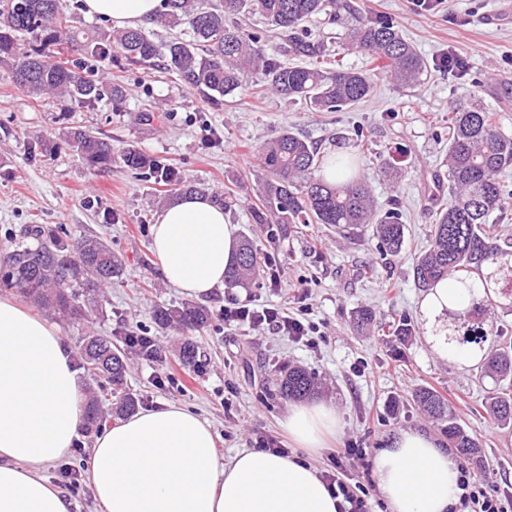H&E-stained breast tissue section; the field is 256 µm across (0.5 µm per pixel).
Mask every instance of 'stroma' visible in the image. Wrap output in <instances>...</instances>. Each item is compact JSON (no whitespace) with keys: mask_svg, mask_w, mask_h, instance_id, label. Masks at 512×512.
Returning <instances> with one entry per match:
<instances>
[{"mask_svg":"<svg viewBox=\"0 0 512 512\" xmlns=\"http://www.w3.org/2000/svg\"><path fill=\"white\" fill-rule=\"evenodd\" d=\"M357 2L394 20L428 71L411 89L379 82L371 97L340 112L283 99L266 90L258 72L236 93L211 97L162 67L127 69L107 60L98 62V74L124 86L122 108L104 100L76 105L28 93L16 84L11 64L0 62V255L26 224L59 225L71 237L106 241L124 272L104 288L91 315L94 327L120 346L129 330L154 337L162 359L130 354L129 388L145 409L167 402L193 408L211 424L222 457L256 448L263 439L288 443L281 426L288 402L276 393L277 378L282 367L302 366L316 374L318 398L332 401L340 414L335 439L315 459L320 470L330 469L340 454L351 481L375 484L371 460L345 456V449L353 444L375 453L402 430L439 433L412 399L414 389L428 386L448 401L484 450V465L472 468L473 478L512 486V428H498L485 407L492 383L478 379L472 361L436 355L423 294L412 276L434 220L437 182L447 176L448 117L472 91L473 80L483 82V105L495 113L501 131L512 135V97L500 89L501 78L512 79V14L501 13L498 0H448L440 11L415 0ZM345 27V21L322 18L312 32L335 66L374 68L369 57L348 49ZM450 53L467 61V76L449 79L443 59ZM70 127L110 141L114 150L132 146L177 168L199 193L223 200L237 237L269 257L253 287H225L203 299L212 323L197 336L202 370L180 363L179 331L158 328L152 319L155 306L186 300L165 282L150 247L168 187L118 160L105 171L90 169L60 142ZM286 130L314 142L321 154L359 157L358 174L371 184L377 204L400 207L406 227L400 254L381 255L368 226L347 234L326 224L257 223V188L266 176L258 151ZM386 164L399 170L397 180L381 174ZM231 303L305 313L321 335L307 345L266 328L226 324L220 312ZM363 307L374 310L377 321L361 331L353 318ZM403 316L415 325L405 341L391 330Z\"/></svg>","mask_w":512,"mask_h":512,"instance_id":"1","label":"stroma"}]
</instances>
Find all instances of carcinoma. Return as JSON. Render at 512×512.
<instances>
[{"mask_svg": "<svg viewBox=\"0 0 512 512\" xmlns=\"http://www.w3.org/2000/svg\"><path fill=\"white\" fill-rule=\"evenodd\" d=\"M170 25H186L187 40L152 41L143 30H102L78 36L63 25L65 0H0V60L13 61L17 84L35 95L59 93L75 103L125 99L123 87L98 78L87 61L110 59L120 66L160 62L190 89L227 96L241 89L255 71L263 73L277 95L304 101L318 112H338L369 97L381 78L400 88H412L427 72V61L407 42L391 19L359 12L350 0H163ZM351 18L347 45L378 62L370 71L325 66L322 44L311 38L305 24L320 15L336 21ZM259 15L268 29L251 31L245 19ZM30 34V51H18V37ZM281 40L284 52L300 59L282 64L266 55L270 38ZM79 54L71 64L57 59L61 46ZM448 200L435 211L427 249L415 260L413 280L426 293L452 278L469 292V303L448 311V341L479 356L480 378L498 385L487 399L493 421L512 427V344L496 339L487 319L498 301L512 298V243L498 238L494 217L512 199V136L497 126L494 113L468 103L454 107L448 119ZM64 142L93 169H108L114 161L112 143L91 132L71 128ZM267 172L258 191L261 224H329L338 229L373 225L385 253L401 251L405 224L398 208L377 205L366 182L355 176L350 162H327L311 142L285 130L260 148ZM131 171H147L157 182L182 194L195 187L179 171L134 147L120 152ZM123 265L112 248L96 237L64 238L47 224H28L12 237L0 267V290L15 289L45 312L86 325L97 309L100 288L121 277ZM259 273L257 250L243 239L237 258L226 270L229 287L248 285ZM154 323L161 329L179 327L189 333L209 325L208 312L192 303L158 306ZM82 367L100 392L86 399L84 432L91 434L111 416L133 413L138 398L127 391L126 353L112 337L87 329L77 341ZM189 369L201 365L193 337H183L178 351ZM318 389V380L295 366L281 370L280 396L303 401ZM416 405L438 422L448 447L473 465L483 464L482 448L457 421L448 402L426 386L414 392Z\"/></svg>", "mask_w": 512, "mask_h": 512, "instance_id": "carcinoma-1", "label": "carcinoma"}]
</instances>
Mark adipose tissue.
Wrapping results in <instances>:
<instances>
[{"label": "adipose tissue", "instance_id": "adipose-tissue-1", "mask_svg": "<svg viewBox=\"0 0 512 512\" xmlns=\"http://www.w3.org/2000/svg\"><path fill=\"white\" fill-rule=\"evenodd\" d=\"M82 7L126 29L151 21L161 0H82ZM151 249L170 287L205 298L224 285L238 249L236 227L214 200L187 195L157 215ZM467 302L445 285L423 301L440 359L461 357L445 340L446 320L449 309ZM83 416V388L59 330L0 298V512H70L40 471L70 453ZM282 425L296 455L245 449L226 460L209 422L168 402L105 428L86 475L101 512H337L312 463L338 428L335 404L290 406ZM372 469L389 512H451L459 502V467L433 435L399 431Z\"/></svg>", "mask_w": 512, "mask_h": 512}]
</instances>
